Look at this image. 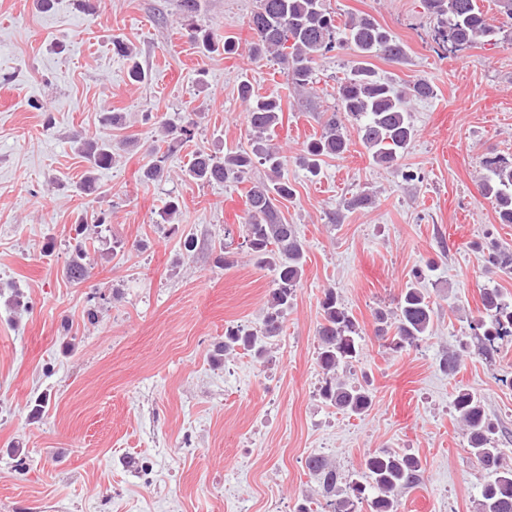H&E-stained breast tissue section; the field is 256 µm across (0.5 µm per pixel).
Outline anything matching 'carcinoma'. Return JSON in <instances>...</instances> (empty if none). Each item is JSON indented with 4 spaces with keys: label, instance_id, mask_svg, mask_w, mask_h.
<instances>
[{
    "label": "carcinoma",
    "instance_id": "cac0c4a2",
    "mask_svg": "<svg viewBox=\"0 0 512 512\" xmlns=\"http://www.w3.org/2000/svg\"><path fill=\"white\" fill-rule=\"evenodd\" d=\"M433 20L432 40L442 52L456 53L480 42L495 43L504 31L512 37V0H497L504 23L494 24L482 10L479 0H422ZM248 29L255 55L288 61L287 78L299 92L316 83L317 59L336 48H349L355 60L337 86L338 111L324 122L319 137L308 143L300 163L312 177L319 175L321 162L348 150L345 123L356 126L357 134L374 163L394 166L403 158L416 134L407 108L412 99L434 96V85L417 79L403 88L376 76L367 59L379 57L394 64L406 59V49L385 27L369 15L354 16L344 26L336 24L327 0H256L250 13ZM188 38L207 52L219 49L231 55L237 41L228 37L224 44L198 24L187 25ZM239 95L247 104L251 130L249 148L230 151L218 157L197 149L186 175L203 183H240L256 165L266 169L265 178L251 182L246 192L248 219L242 225L243 244L251 261L272 273L268 310L259 330L245 331L229 326L216 354L229 353L241 346L258 358L265 352L263 340L279 335L284 312L299 288L306 262V249L296 225L286 221L282 206L295 191L284 176V156L272 143L271 134L282 124L283 109L278 97H256L246 81L239 85ZM167 151L152 149L155 159L144 168L141 179L154 181L163 176L167 153L191 141L197 122L189 112L182 123L160 122ZM124 143L112 144V138L87 139L79 151L88 163V173L78 190L93 194L99 190L94 172L112 167L116 151ZM487 170L479 183L482 197L490 200L499 223L512 224V156L493 155L483 159ZM486 273L512 274V251L497 244L489 248ZM92 264L82 242H77L68 262V273L77 284L85 282ZM482 310L470 321L478 351L484 355L512 344V300L497 288H486L481 297ZM322 322L317 329V364L323 374L322 401L345 414L361 415L372 404L362 386L339 376V370L351 368L362 355L361 329L349 308L333 289L320 300ZM435 309L430 297L411 285L405 288L389 310L376 314V337L382 347L393 352L417 349L432 332ZM457 420L468 438L469 452L495 479L483 485L477 500V512H512V466L505 463L495 438L496 429L488 418L481 397L460 389L453 399ZM306 466L321 488L324 512H356L365 502L370 512H398L397 493L417 485L421 479V461L413 455L378 451L362 461L365 481H351L346 489L337 487L341 480L336 465L323 456H311Z\"/></svg>",
    "mask_w": 512,
    "mask_h": 512
}]
</instances>
